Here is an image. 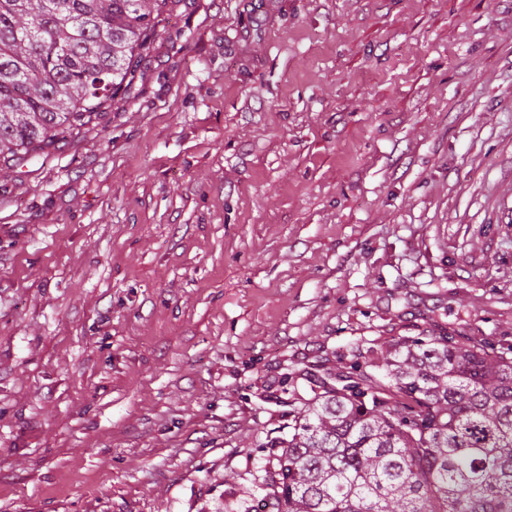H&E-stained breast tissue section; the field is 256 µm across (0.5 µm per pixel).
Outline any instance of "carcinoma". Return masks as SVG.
Masks as SVG:
<instances>
[{
  "mask_svg": "<svg viewBox=\"0 0 512 512\" xmlns=\"http://www.w3.org/2000/svg\"><path fill=\"white\" fill-rule=\"evenodd\" d=\"M167 0H0V164L130 87ZM269 443L271 512H512V349L401 336L321 377Z\"/></svg>",
  "mask_w": 512,
  "mask_h": 512,
  "instance_id": "cac0c4a2",
  "label": "carcinoma"
}]
</instances>
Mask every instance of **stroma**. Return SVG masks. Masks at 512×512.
Here are the masks:
<instances>
[{
  "label": "stroma",
  "instance_id": "obj_1",
  "mask_svg": "<svg viewBox=\"0 0 512 512\" xmlns=\"http://www.w3.org/2000/svg\"><path fill=\"white\" fill-rule=\"evenodd\" d=\"M512 345V0H169L0 166V512H265L309 376Z\"/></svg>",
  "mask_w": 512,
  "mask_h": 512
}]
</instances>
